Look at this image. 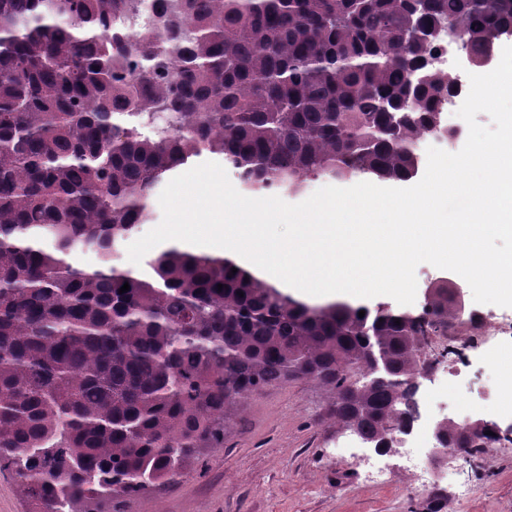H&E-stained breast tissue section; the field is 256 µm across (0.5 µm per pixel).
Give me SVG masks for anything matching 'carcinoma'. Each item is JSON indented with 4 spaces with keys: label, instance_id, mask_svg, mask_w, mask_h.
<instances>
[{
    "label": "carcinoma",
    "instance_id": "cac0c4a2",
    "mask_svg": "<svg viewBox=\"0 0 512 512\" xmlns=\"http://www.w3.org/2000/svg\"><path fill=\"white\" fill-rule=\"evenodd\" d=\"M133 2L0 0V469L33 512H114L295 377L387 448L417 417L425 339L470 324L446 278L415 311L309 305L226 255L169 247L135 273L112 254L205 153L262 195L413 179L423 137L459 135L433 107L459 84L431 68L432 32L481 67L512 34V0H179L131 50ZM371 343L391 375L355 386ZM494 441L448 427L456 449Z\"/></svg>",
    "mask_w": 512,
    "mask_h": 512
}]
</instances>
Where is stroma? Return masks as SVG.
I'll list each match as a JSON object with an SVG mask.
<instances>
[{
    "mask_svg": "<svg viewBox=\"0 0 512 512\" xmlns=\"http://www.w3.org/2000/svg\"><path fill=\"white\" fill-rule=\"evenodd\" d=\"M461 355V376L422 385L433 413L512 423L503 402L512 335L491 344L473 337ZM404 467V454L380 455L346 437L328 392L293 378L232 411L223 447L203 451L163 488L122 499L121 512H422L435 496L442 512H512V443L472 463L456 459V475L426 490Z\"/></svg>",
    "mask_w": 512,
    "mask_h": 512,
    "instance_id": "1",
    "label": "stroma"
}]
</instances>
